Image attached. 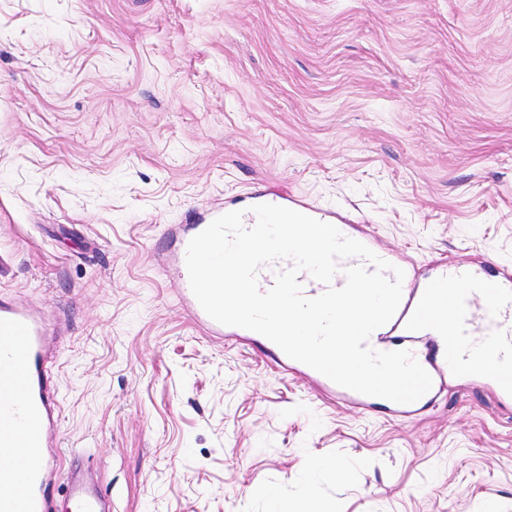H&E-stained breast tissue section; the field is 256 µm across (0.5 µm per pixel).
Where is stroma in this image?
Instances as JSON below:
<instances>
[{"instance_id":"obj_1","label":"stroma","mask_w":512,"mask_h":512,"mask_svg":"<svg viewBox=\"0 0 512 512\" xmlns=\"http://www.w3.org/2000/svg\"><path fill=\"white\" fill-rule=\"evenodd\" d=\"M257 188L512 269V0H0V290L69 324L64 468L113 512H512L486 388L333 405L191 324L164 229Z\"/></svg>"}]
</instances>
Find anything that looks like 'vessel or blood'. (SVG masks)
<instances>
[{"mask_svg": "<svg viewBox=\"0 0 512 512\" xmlns=\"http://www.w3.org/2000/svg\"><path fill=\"white\" fill-rule=\"evenodd\" d=\"M209 225L204 217L178 225V249ZM353 258L340 260L331 284L301 274L306 298L327 287H342ZM177 293L191 321L210 336L250 340L254 331L220 324L209 317L195 298L186 260L175 266ZM378 351L407 350L432 378L428 393L410 404H395L394 411L409 417L431 405L443 380L455 376L477 386H491L499 400H512V276L493 261L472 266H440L435 274L419 276L406 270L402 300L394 317L369 340ZM263 354L272 365L303 375L323 392L362 408L373 397L341 387L288 357L276 344L263 340ZM47 324L16 298L0 293V447L16 449L13 463L0 470V512H55L54 497L65 489L76 512H101L100 490H88L64 472L62 454L54 439L59 424V401L46 375Z\"/></svg>", "mask_w": 512, "mask_h": 512, "instance_id": "b4317fda", "label": "vessel or blood"}]
</instances>
